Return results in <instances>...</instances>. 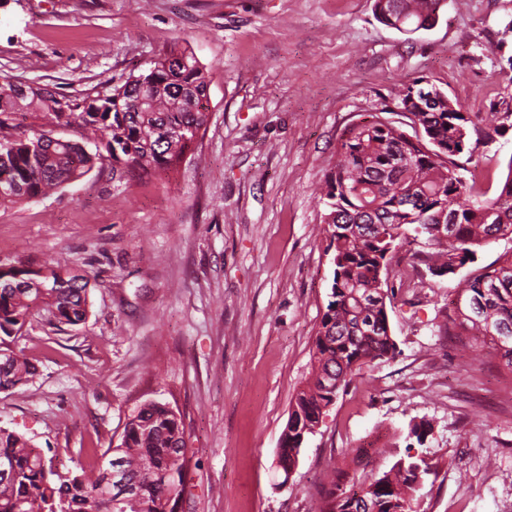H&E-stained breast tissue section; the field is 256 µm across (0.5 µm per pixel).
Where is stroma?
<instances>
[{"mask_svg":"<svg viewBox=\"0 0 512 512\" xmlns=\"http://www.w3.org/2000/svg\"><path fill=\"white\" fill-rule=\"evenodd\" d=\"M512 0H447L405 35L374 0H0V76L69 92L123 83L170 46L209 80L202 139L174 173L104 166L51 196L0 208V264L56 261L87 275L86 323L30 329L35 382L0 392V427L59 470L118 444L147 399L182 420L181 512H318L331 467L389 469L407 448L436 464L415 512H512V388L500 357L471 358L443 331L464 267L429 277L421 242L390 280L394 355L341 391L290 478L275 466L331 277L314 190L344 130L395 109L435 76L464 111L512 91ZM428 420L417 442L411 426Z\"/></svg>","mask_w":512,"mask_h":512,"instance_id":"35a3bbf8","label":"stroma"}]
</instances>
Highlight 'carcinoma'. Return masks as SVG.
Returning <instances> with one entry per match:
<instances>
[{
  "label": "carcinoma",
  "mask_w": 512,
  "mask_h": 512,
  "mask_svg": "<svg viewBox=\"0 0 512 512\" xmlns=\"http://www.w3.org/2000/svg\"><path fill=\"white\" fill-rule=\"evenodd\" d=\"M441 0H375L377 18L409 35L433 27ZM430 75L405 85L401 120L368 114L348 127L318 193L325 252L331 255L328 301L312 346V378L299 390L281 435L279 470L295 467L308 435L323 421L340 390L368 362L394 353L386 298L393 266L409 240L425 237L426 272L451 276L477 261L492 240L512 238V156L499 185L480 180L468 164L484 140L512 131V93L499 102L488 128L479 113L461 112L444 91L424 97ZM209 82L186 46H175L130 75L68 93L21 88L0 78V207L30 202L87 176L106 161L152 177L175 169L207 120ZM17 112H49L75 125L82 142L44 140L52 130L25 135ZM90 280L60 262L45 271L0 266V391L33 380L35 357L15 350L24 329L84 324ZM448 327L467 340L491 344L512 374V257L465 281ZM186 440L181 418L165 402L149 400L129 415L120 443L92 463L60 472L22 435L0 428V512H173L184 493ZM123 461L135 492L106 495L96 457ZM436 465L406 454L392 467L358 480L344 469L319 512H415L413 502Z\"/></svg>",
  "instance_id": "1"
}]
</instances>
